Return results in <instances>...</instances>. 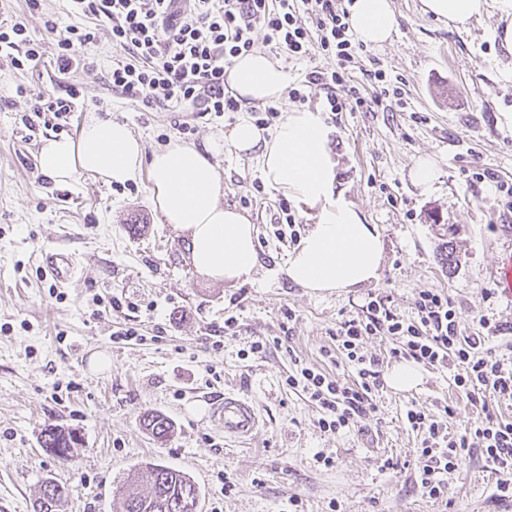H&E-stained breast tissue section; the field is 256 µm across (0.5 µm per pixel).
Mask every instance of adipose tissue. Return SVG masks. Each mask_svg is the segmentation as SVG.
Listing matches in <instances>:
<instances>
[{"mask_svg":"<svg viewBox=\"0 0 512 512\" xmlns=\"http://www.w3.org/2000/svg\"><path fill=\"white\" fill-rule=\"evenodd\" d=\"M422 11L466 30L480 17L486 0H421ZM348 22L355 39L367 46L391 41L398 20L392 0H351ZM224 82L243 104L280 101L288 74L276 60L255 51L239 56ZM331 130L321 112L293 109L273 129L240 120L225 136L237 155L254 158L267 185L314 209L315 222L289 257L288 278L314 293L356 288L377 281L384 242L355 206L336 190L337 161ZM205 149L174 142L146 154L127 123L92 117L73 137L44 140L37 163L57 185L81 175L124 184L149 170L153 199L165 223L190 241L194 269L214 281L251 279L259 263L257 232L236 208L221 204L222 184Z\"/></svg>","mask_w":512,"mask_h":512,"instance_id":"obj_1","label":"adipose tissue"}]
</instances>
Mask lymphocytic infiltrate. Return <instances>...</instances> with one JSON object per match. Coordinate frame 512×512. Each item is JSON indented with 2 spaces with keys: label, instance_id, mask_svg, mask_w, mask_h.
I'll return each mask as SVG.
<instances>
[{
  "label": "lymphocytic infiltrate",
  "instance_id": "lymphocytic-infiltrate-1",
  "mask_svg": "<svg viewBox=\"0 0 512 512\" xmlns=\"http://www.w3.org/2000/svg\"><path fill=\"white\" fill-rule=\"evenodd\" d=\"M74 11L112 23V41L128 50L129 60L113 64L109 80L113 88L139 99L145 106L164 102L201 106L221 115L236 112L239 102L224 92V71L240 54L257 43L305 56L310 49L335 57L331 71L307 73L306 85L326 89V105L340 112L347 99L356 106L365 101L352 83L348 65L355 48L348 37L347 12L336 0H69ZM308 15L318 31L311 43L300 17ZM45 26L57 38L52 48L29 38L19 23L0 22V54L25 45L16 67L39 60L52 51L59 73L86 65L96 34L74 26L59 27L54 19ZM416 317L408 321L392 311L383 298L370 300L361 315L339 322L332 338L337 351L357 368L359 380L348 384L321 371L305 367L289 376V388L301 389L322 412L321 428L337 431L357 425L375 413L374 396L382 384L379 356L363 350L369 336H390L397 345L394 358L413 360L452 373L454 386L479 406L483 418L461 434L442 427L418 409L405 418L422 435L420 455L425 463L417 487L422 496L438 500L445 494L444 476L473 447H481L486 465L498 476L500 498H512V421L495 414L489 396L512 401V365H506L481 336H463L448 295L424 289L415 301Z\"/></svg>",
  "mask_w": 512,
  "mask_h": 512
}]
</instances>
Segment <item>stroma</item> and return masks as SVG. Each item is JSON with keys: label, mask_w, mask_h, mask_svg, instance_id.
<instances>
[{"label": "stroma", "mask_w": 512, "mask_h": 512, "mask_svg": "<svg viewBox=\"0 0 512 512\" xmlns=\"http://www.w3.org/2000/svg\"><path fill=\"white\" fill-rule=\"evenodd\" d=\"M393 3L397 33L359 50L352 68L372 109L330 112L323 89L304 87L313 67L334 69L335 57L273 52L291 87L278 112L323 110L334 129L337 188L384 242L377 281L311 293L288 279L286 262L313 224L312 211L292 205L297 223L281 227L283 194L264 185L255 160L231 148L212 158L221 202L250 216L259 254L253 277L236 283L194 270L187 238L152 203L149 172L123 185L84 174L58 186L36 167L43 140L75 135L95 112L128 123L150 153L172 140L200 147L223 140L240 116L257 119L264 106L220 117L189 104L146 107L107 80L113 63L128 57L113 45L110 22L73 13L68 0H40L35 9L28 0H0V20L21 23L34 40L52 43L45 22L53 16L97 35L93 67L65 75L49 52L20 70L0 57V512H33L47 479L68 487L66 512H115L116 489L152 465L189 476L200 512H512L477 450L449 474L443 499L423 497L414 482L424 460L408 408L451 434L479 418L448 369L422 367L421 384L408 392L383 385L376 412L337 432L320 428L316 405L285 383L297 359L356 383L351 364L323 351L337 324L375 296L411 319L420 290L439 289L462 335L512 326V303L486 294L500 259L512 253V208L495 181L475 178L487 169L512 182V55L497 38L512 23V0H487L465 31L423 14L420 0ZM375 69L401 82V100L378 99L368 77ZM70 86L79 92L77 111L60 118L34 111L33 96L61 97ZM299 86L302 101L292 95ZM422 154L440 165L428 193L409 176ZM131 224L141 225L140 234L128 232ZM447 240L460 259L453 271L441 252ZM51 249L78 259L67 287L41 272L40 254ZM230 318L236 326L228 330ZM129 327L138 339L117 341ZM276 338L281 349L252 348ZM229 388L253 399L262 416L260 434L245 444L225 440L217 415ZM447 405L452 413H444ZM148 412L171 419L169 440L143 428ZM49 427L76 434L69 460L43 448ZM320 454L331 466L317 462Z\"/></svg>", "instance_id": "1"}]
</instances>
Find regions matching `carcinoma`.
<instances>
[{"mask_svg": "<svg viewBox=\"0 0 512 512\" xmlns=\"http://www.w3.org/2000/svg\"><path fill=\"white\" fill-rule=\"evenodd\" d=\"M143 425L154 437L166 439L174 432L173 422L158 413H147L143 416ZM75 435L71 431L59 428L46 430L43 447L52 449L58 457H67L72 448ZM149 491L131 496L129 488L136 485L131 481L118 491L116 512H196L199 490L190 477L179 471L163 466H152L148 470ZM69 489L52 480H45L38 498L35 500L34 512H51L58 503H65Z\"/></svg>", "mask_w": 512, "mask_h": 512, "instance_id": "obj_1", "label": "carcinoma"}]
</instances>
